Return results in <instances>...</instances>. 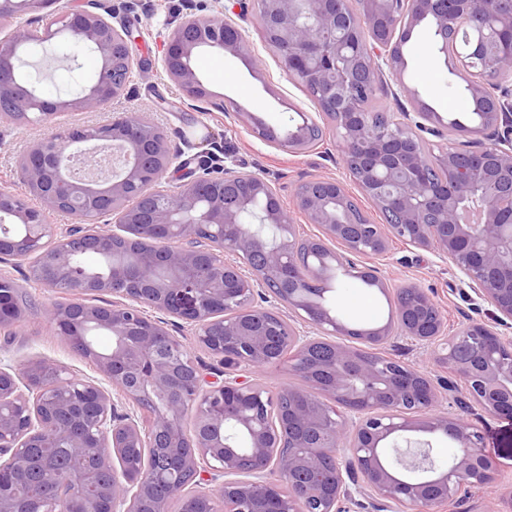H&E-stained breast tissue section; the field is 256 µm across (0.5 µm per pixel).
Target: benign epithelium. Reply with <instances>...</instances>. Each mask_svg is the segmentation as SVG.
Instances as JSON below:
<instances>
[{"instance_id": "7a95c632", "label": "benign epithelium", "mask_w": 512, "mask_h": 512, "mask_svg": "<svg viewBox=\"0 0 512 512\" xmlns=\"http://www.w3.org/2000/svg\"><path fill=\"white\" fill-rule=\"evenodd\" d=\"M58 0H0V112L25 127L52 124L69 109L99 111L126 90L134 71L132 32L112 22L102 0L51 9ZM258 0L257 26L279 69L312 92L320 112L283 133L253 132L294 152L331 120L338 150L360 195L343 180L299 184L294 208L322 229L315 239L295 229L275 183L237 168L222 148L179 191L159 189L173 155L163 129L139 112L104 125L52 132L17 163L19 180L39 198L0 187V263L35 257L29 277L62 296L43 306L57 335L75 353L90 351L108 386L57 381L62 367L39 360L21 372L0 366V512L31 496V512H345L367 493L376 512H438L465 486L492 491L499 469L484 454V437L468 419L437 409L438 392L423 371L376 351L388 327L349 329L313 288L322 273L309 258L322 253L368 279L374 267L356 257L390 258L400 240L449 259L477 298L494 307L492 323L448 331L431 293L414 283L396 289L398 328L427 348L464 383L491 417L512 419V0ZM248 0H227L210 17L187 13L164 44L162 68L188 108L224 111L196 70L204 50L254 57L242 23ZM427 23L421 54L449 56L466 79L480 127L475 139L433 151L425 135L447 139L432 112H389L376 120L370 102L388 83L405 89L397 30ZM100 59L94 79L71 99L49 98L20 70V52L57 34ZM112 152V172L103 171ZM229 163L214 175L216 162ZM382 216L372 222L359 198ZM67 210L80 221L116 217L49 243L45 213ZM251 216L274 238L246 227ZM93 250L110 260L102 273L78 265ZM235 258L229 259L224 252ZM0 278V328L22 311ZM111 297L104 305L92 303ZM302 311V326L278 307ZM157 317L147 314V310ZM194 333L218 363L213 375L168 328ZM112 335L97 351L90 332ZM373 336V349L333 340ZM296 349L289 367L298 386L271 390L252 379ZM320 391V398L315 391ZM194 426H184L188 413ZM422 432L446 437L456 453L436 465L430 441L397 459L407 476L383 462V445ZM64 448L70 462H46L35 482L11 475L31 465V449ZM117 460L118 465L111 464ZM214 489L201 491V484Z\"/></svg>"}]
</instances>
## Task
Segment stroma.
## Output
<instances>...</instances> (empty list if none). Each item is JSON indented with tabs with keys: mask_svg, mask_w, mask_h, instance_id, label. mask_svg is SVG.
<instances>
[{
	"mask_svg": "<svg viewBox=\"0 0 512 512\" xmlns=\"http://www.w3.org/2000/svg\"><path fill=\"white\" fill-rule=\"evenodd\" d=\"M113 10L129 19L136 43L135 65L138 75L124 94L99 112L68 110L56 118L59 127H81L109 123L117 112H144L165 131L176 159L162 180L164 189L176 191L185 173L196 170L201 154L199 146L212 138L229 148L244 170L262 174L276 182L284 202H291L297 184L324 176L346 177L335 133H328L324 145L307 153H295L259 138L255 123L273 127L301 124L302 113L318 112L317 103L305 88L287 79L276 63V53L265 43L255 21L246 30L254 43L256 58L234 57L205 51L196 58V67L208 88L223 97L226 111H195L182 106L181 93L162 69L163 45L167 40L171 17L192 11L200 15L215 14L213 0H106ZM429 36L426 25L417 26L406 45L407 67L404 80L407 92L391 95L378 93L374 106L397 112L416 111L427 105L440 114L467 112L469 98L453 99L448 92V71L442 59L420 56L417 47ZM63 36L46 43L44 50L26 54L27 71L38 76L41 90L49 97L65 98L77 85L87 84L99 66L95 54L80 52L70 61L56 57L65 48ZM49 126L34 124L17 128L0 121V185L25 193L15 166L20 155L50 131ZM23 264H0V275L30 292L35 306L26 310L14 326L0 330V362L21 367L32 360H48L62 366L69 375L91 380L97 378L95 367L75 355L41 316L38 307L57 299L58 291L42 287L26 276ZM378 275L386 289L365 286L344 276L340 268L328 274L327 304L346 322L381 326L388 322L396 288L417 283L428 289L447 320L455 328L467 319L491 320L493 308L480 299L467 298L468 287L450 261L436 252L394 242L389 262L378 265ZM380 352L395 356L427 371L432 378L449 380L446 366L428 361L422 345L400 332H393L380 345ZM486 454L501 471V483L495 492L463 487L457 501L442 506L441 512H489L493 497H512V420L488 417L480 424Z\"/></svg>",
	"mask_w": 512,
	"mask_h": 512,
	"instance_id": "35a3bbf8",
	"label": "stroma"
}]
</instances>
